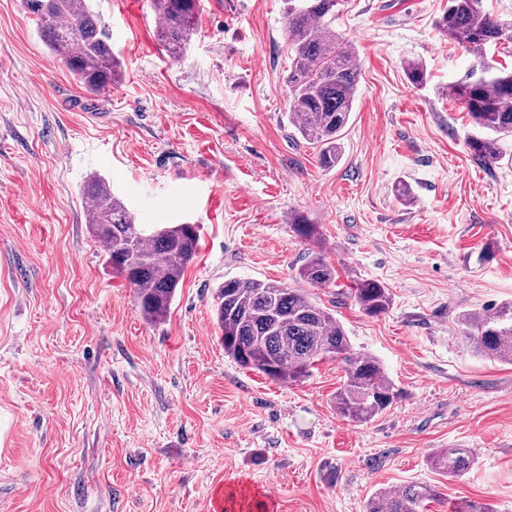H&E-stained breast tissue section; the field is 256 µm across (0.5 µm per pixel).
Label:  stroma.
<instances>
[{"instance_id": "1", "label": "stroma", "mask_w": 512, "mask_h": 512, "mask_svg": "<svg viewBox=\"0 0 512 512\" xmlns=\"http://www.w3.org/2000/svg\"><path fill=\"white\" fill-rule=\"evenodd\" d=\"M90 3L123 62L96 94L0 0V512H211L219 487L248 512H366L408 482L434 487L425 512H512V362L475 355L459 322L512 302V137L497 163L470 155L445 90L473 56L435 27L448 0H339L361 75L331 168L288 120L281 0H201L176 61L150 0ZM94 175L137 223L202 228L163 323L89 230ZM315 252L336 282L308 295L398 393L361 425L333 405L341 364L285 386L225 355L216 324L225 280L298 288ZM363 278L389 288L387 313L356 305ZM448 447L471 450L464 475L431 469Z\"/></svg>"}]
</instances>
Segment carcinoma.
I'll return each instance as SVG.
<instances>
[{"mask_svg": "<svg viewBox=\"0 0 512 512\" xmlns=\"http://www.w3.org/2000/svg\"><path fill=\"white\" fill-rule=\"evenodd\" d=\"M288 45V114L299 134L319 147V162L332 167L339 159V140L353 111L360 77L346 37L337 33V0H283ZM37 17L43 42L86 91L112 86L121 61L88 0H23ZM159 17L156 36L177 59L198 29L200 0H152ZM448 39L470 53L488 44L512 41V20L499 19L483 0H448V10L435 22ZM409 82L423 87L427 69L418 60L405 63ZM448 96L461 101L479 131L466 140L471 156L482 162L497 158V144L512 135V71L478 59L464 77L448 85ZM91 206L90 230L105 247L106 263L135 288L145 318L163 321L185 269L200 244L198 224H137L125 204L101 177L82 188ZM298 277L319 287L336 281V269L315 254L298 269ZM354 299L368 316L385 314L389 288L374 279L360 281ZM216 321L224 353L244 368L283 384L307 377L325 359L343 364L344 379L336 389V411L355 423H366L388 409L398 392L380 362L353 351L340 321L330 309L298 288L259 280L230 279L217 292ZM464 340L490 361L512 362V303L459 319ZM472 462L466 448H443L430 456L431 467L444 477L464 474ZM434 496L431 486L408 483L378 490L367 512H423Z\"/></svg>", "mask_w": 512, "mask_h": 512, "instance_id": "cac0c4a2", "label": "carcinoma"}]
</instances>
